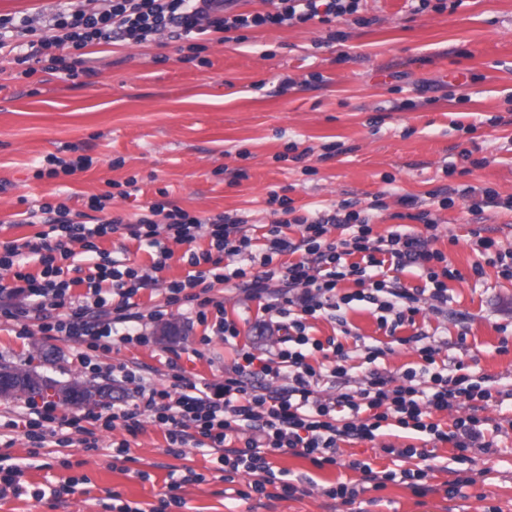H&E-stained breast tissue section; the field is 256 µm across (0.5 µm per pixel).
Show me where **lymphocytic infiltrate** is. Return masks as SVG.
<instances>
[{
  "label": "lymphocytic infiltrate",
  "mask_w": 512,
  "mask_h": 512,
  "mask_svg": "<svg viewBox=\"0 0 512 512\" xmlns=\"http://www.w3.org/2000/svg\"><path fill=\"white\" fill-rule=\"evenodd\" d=\"M238 0H84L82 8H62L52 13L48 33H39L31 17L0 16V52L14 37L28 36L20 45L17 63L46 56L48 70L77 79L79 66L88 48L120 39L141 45L154 36L174 30L176 39L188 41L192 59H199L206 46L202 39L214 33L243 28L305 25L316 21L328 24L337 18L360 13L364 0H263L264 11L239 13ZM110 194L89 196L87 206L95 211L94 222L65 204L44 203L27 210L28 221L44 224V231L18 243L0 244V270L10 275L0 283V316L21 326L28 334V321H37L47 337L68 336L88 347L80 354L88 363L89 351L111 352L123 345H150L152 339L143 324L144 316L134 298L151 288L155 279L124 259L100 250L98 241L117 231L144 243L153 256L155 272L163 270L173 256V245L192 244L200 232H207V250L189 253L190 272L170 281L165 290L166 306L187 308L198 321H206L214 300L215 286L234 284L250 298L263 300V310L274 319L283 336L277 351L257 357L250 347L238 346L235 323L219 317L216 332L226 344L235 346L236 359L224 372L220 383H198L177 372L175 359H168L170 382L158 385L147 381L127 364L113 366V376L131 385L133 398L113 402L103 411L88 410L57 416L50 402L25 404L10 417L6 428L30 444L42 446L46 439L72 429L81 436L85 449L99 447L102 432L123 428L128 435L138 432L143 418L162 428L169 447L209 448L216 452L215 463L223 481L248 475L247 489L240 499L265 495L268 486L278 485L283 496L296 487L276 472L266 454L292 452L308 458L316 466L337 464V448L342 440H374L383 427L394 425L425 438L446 442L460 451H489L492 441L485 435V419L479 411L490 403L512 402V388H494L489 377L438 367L434 348L417 334L422 363L408 368L401 383L376 369L383 350L364 349V361L371 370L365 387L342 392L325 401L318 397L321 382L345 383L349 354L341 342L310 336L307 321L327 311L339 312L350 305L352 295H337L338 284L354 279L369 284L370 302L390 319L391 328L412 320L418 311L422 289H408L383 276L384 266L404 268L425 265L431 285V299L447 303L446 279L456 272L447 266L446 256L428 249L427 238L419 234L390 232L372 236L371 216L363 210L345 213L306 212L295 214L288 198L271 195L269 204L279 205L282 216L270 224L265 269L251 274L231 259L251 253L252 240L242 234V218L219 215L200 219L181 207L161 201L149 206L136 222L106 217ZM290 216L301 238L293 242L282 236V218ZM346 230L347 238L327 239L329 227ZM98 257L93 271L83 273L76 264L77 252ZM304 252L303 260L289 264L285 271L272 266L273 258L284 252ZM37 260L39 274L26 272L28 260ZM280 280L276 292H269L270 280ZM84 287L81 297H73L75 287ZM331 347V365L313 367L308 358ZM456 406L470 414L455 419L451 429H442L431 416Z\"/></svg>",
  "instance_id": "1"
}]
</instances>
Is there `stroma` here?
<instances>
[{
	"instance_id": "35a3bbf8",
	"label": "stroma",
	"mask_w": 512,
	"mask_h": 512,
	"mask_svg": "<svg viewBox=\"0 0 512 512\" xmlns=\"http://www.w3.org/2000/svg\"><path fill=\"white\" fill-rule=\"evenodd\" d=\"M362 14L370 25L348 17L330 25L249 29L243 42L211 43L205 66L185 61L179 41L165 37L99 45L85 57L89 75L74 82L41 70L24 76L13 55H0V242L37 232V225L18 221L26 202L80 211L87 196L131 177L138 195L115 198L111 215L133 221L165 200L203 218L248 215L243 231L257 239L271 220L266 201L273 193L296 208L351 202L371 209L377 238L397 229L400 200L410 196L437 226L428 231L412 221L409 230L429 232L430 249L441 251L457 272L447 282V304L422 299L413 324L391 334L381 328L375 305L356 300L362 285L347 280L338 286L354 297L343 313L346 326L324 314L312 320L311 336L342 337L349 349L383 347L378 366L397 380L420 364L414 337L424 333L437 361L460 362L497 387L512 386V278L494 263L497 254L512 253V211L487 207L475 214L470 200L444 208L438 199L463 185L512 197V0H464L452 12L419 15L410 13L406 0H365ZM81 155L92 157L88 169L38 175L49 157ZM475 158L485 159V166L473 167ZM377 198L383 206L375 210ZM484 230L494 241L487 249L478 244ZM173 251L155 274L154 290L136 298L143 314L164 307L168 282L189 271L184 246ZM211 296L215 305L206 322L165 308L164 320L150 326L155 343L92 353L94 372L80 364L82 346L74 339L37 331L20 336L13 322L0 317V363L61 385L78 382L126 394L129 385L110 375L113 365L128 364L164 383L171 373L166 351L174 348L185 376L220 381L234 360L212 331L221 312L236 323L239 344L275 352L280 332L256 331L267 318L260 300L230 285L216 286ZM36 343L45 347L46 359L30 360ZM484 416L494 426L486 434L491 450L472 451L470 462L453 471L446 461L455 448L437 444L424 494L398 482L377 489L366 478L365 468H393L387 447L407 445L394 427L371 441L340 443L336 466L269 453L275 469L287 471L299 490L248 500L227 498L206 450L168 452L163 429L148 419L133 438L121 428L104 433L99 452L76 443L35 448L18 436L12 446L0 443V455L24 464L29 492L0 497V512H112L116 492L123 501L154 505L170 472L186 466L207 480L180 489L184 504L172 512H512V410L491 406ZM125 438L132 460L121 469L104 449ZM73 477L85 479L83 490L56 500L30 495ZM459 477L463 485L447 494ZM340 483L358 489L354 503L327 496Z\"/></svg>"
}]
</instances>
